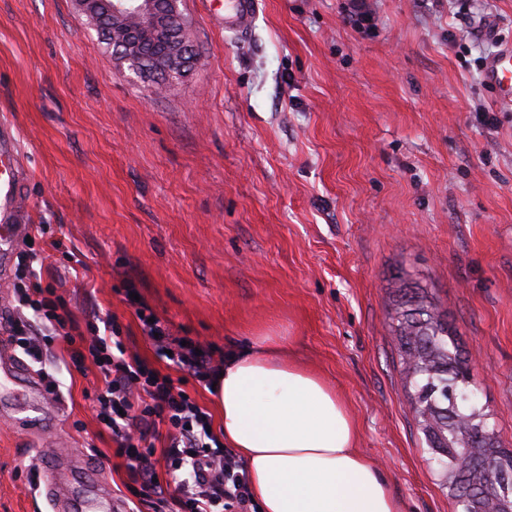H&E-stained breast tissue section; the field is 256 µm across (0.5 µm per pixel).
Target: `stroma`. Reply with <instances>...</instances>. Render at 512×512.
<instances>
[{
	"mask_svg": "<svg viewBox=\"0 0 512 512\" xmlns=\"http://www.w3.org/2000/svg\"><path fill=\"white\" fill-rule=\"evenodd\" d=\"M346 2L258 0L237 32L222 0H182L198 60L161 92L74 0H0V118L42 281L79 333L111 314L129 353L165 369L132 286L174 337H288L347 403L403 512H453L392 317L400 291L426 295L512 450V108L478 64L512 43V0L465 15L450 0H366L368 29L346 22ZM13 356L59 395L34 428L0 399V512H56L44 480L60 450L123 502L126 460L91 400L98 368L69 367L59 336L42 363Z\"/></svg>",
	"mask_w": 512,
	"mask_h": 512,
	"instance_id": "35a3bbf8",
	"label": "stroma"
}]
</instances>
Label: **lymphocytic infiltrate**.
I'll return each instance as SVG.
<instances>
[{"instance_id": "lymphocytic-infiltrate-1", "label": "lymphocytic infiltrate", "mask_w": 512, "mask_h": 512, "mask_svg": "<svg viewBox=\"0 0 512 512\" xmlns=\"http://www.w3.org/2000/svg\"><path fill=\"white\" fill-rule=\"evenodd\" d=\"M23 296L43 324L64 330L71 365L80 371L94 364L103 377L94 408L118 443V455L127 460L128 489L137 500L128 512H141L144 502L153 512H257L245 464L212 433L211 414L170 375L127 355L111 320L91 326L89 344L82 348L66 331L73 319L54 286L36 280ZM135 312L167 365L204 383L222 369L213 346L198 348L170 336L144 302H136Z\"/></svg>"}]
</instances>
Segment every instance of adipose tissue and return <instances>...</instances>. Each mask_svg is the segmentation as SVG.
Segmentation results:
<instances>
[{
	"mask_svg": "<svg viewBox=\"0 0 512 512\" xmlns=\"http://www.w3.org/2000/svg\"><path fill=\"white\" fill-rule=\"evenodd\" d=\"M214 392L224 445L244 461L260 512H402L358 450L345 402L289 356L285 337L231 348Z\"/></svg>",
	"mask_w": 512,
	"mask_h": 512,
	"instance_id": "1",
	"label": "adipose tissue"
}]
</instances>
